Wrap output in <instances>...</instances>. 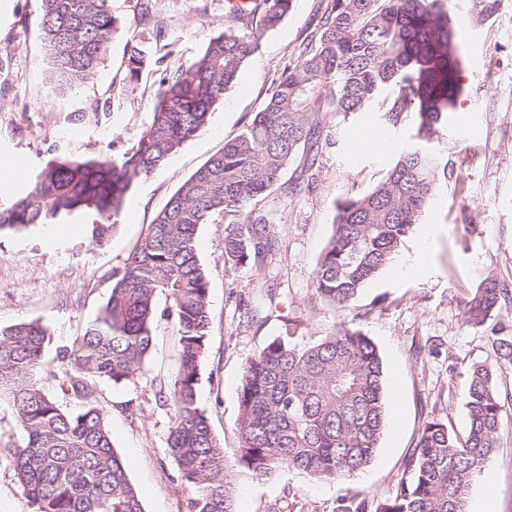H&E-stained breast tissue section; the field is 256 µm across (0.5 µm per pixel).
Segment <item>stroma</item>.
<instances>
[{
  "instance_id": "stroma-1",
  "label": "stroma",
  "mask_w": 512,
  "mask_h": 512,
  "mask_svg": "<svg viewBox=\"0 0 512 512\" xmlns=\"http://www.w3.org/2000/svg\"><path fill=\"white\" fill-rule=\"evenodd\" d=\"M331 0H297L295 10L264 34L237 84L216 105L208 125L150 176L134 181L109 243L92 245L89 219L74 216L55 227L34 225L0 232V327L36 320L47 327L48 357L71 347L107 302L113 272L123 268L148 224L189 176L258 111L275 78L294 65ZM118 18L110 53L97 76L71 90L54 78L40 39V0H0V169L21 161L22 170L0 201L19 194L53 158L107 157L120 161L150 123L162 67L147 65L138 81L126 77L130 37L162 46L181 61L194 59L223 31L231 13L225 0H156L142 21L138 0H112ZM462 93L448 125L430 148L448 164L415 237L400 257L414 254L417 239L434 233L424 274L399 279L382 270L346 311L313 302L312 273L330 238L338 200L370 191L400 151L416 141L411 125H388L382 105L357 117L325 118L328 140L310 191L272 192L264 201L277 219L281 248L264 268L224 265V220L201 225L199 259L209 277L211 328L200 366L197 400L228 451L240 446L239 391L245 362L295 323L311 342L340 320L376 344L384 364L387 420L370 464L347 480L318 479L281 470L263 480H237V512H340L343 499L368 508L392 497L424 422L436 416L456 431L467 426V373L476 364L497 367L506 426L488 470L469 500L490 498L492 512H512V362L492 343L498 318L463 322L464 303L490 274L512 280V0L483 23L458 28ZM378 134L380 150L358 151L357 133ZM165 297L156 300L153 342L135 382L98 381L116 452L140 493L144 512H189L191 493L167 453L169 388L179 336ZM23 433L8 403L0 401V512H32L14 476L8 447Z\"/></svg>"
}]
</instances>
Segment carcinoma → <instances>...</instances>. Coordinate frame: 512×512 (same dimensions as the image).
<instances>
[{
	"label": "carcinoma",
	"instance_id": "cac0c4a2",
	"mask_svg": "<svg viewBox=\"0 0 512 512\" xmlns=\"http://www.w3.org/2000/svg\"><path fill=\"white\" fill-rule=\"evenodd\" d=\"M296 0H255L231 18L189 63L165 68L149 127L121 162L53 159L28 190L0 208V231L93 215L91 242L107 244L134 180L153 173L207 125L214 106L278 28ZM500 0H468L481 23ZM456 15L443 0H333L296 64L273 83L240 133L198 168L156 216L123 270L112 276L101 314L70 349L45 359L48 329L38 321L0 328V400L24 433L10 449L20 489L34 512H143L95 396L94 384L133 382L152 345L155 299L170 302L179 357L170 399L167 450L193 497L191 512H237L234 473L267 478L286 468L340 479L373 459L386 420L382 357L347 321L306 343L291 328L243 367L234 453L212 432L197 404V385L211 328L208 274L196 252L200 225L224 217V264L262 267L278 245L261 202L294 163L292 195L310 189L327 139L324 117L365 112L380 94L386 122L412 124L430 141L448 121L460 93ZM117 18L112 0H41V39L57 81L92 79L110 49ZM149 63L139 39L126 45V70L138 80ZM439 157L424 146L403 151L369 192L344 198L333 233L312 275V299L345 310L413 235L438 188ZM512 314V286L487 276L466 302L464 320L480 326ZM494 331L499 357L512 362V336ZM504 407L496 368L470 369L468 425L460 433L432 417L405 462L395 495L376 512H466L470 485L497 451Z\"/></svg>",
	"mask_w": 512,
	"mask_h": 512
}]
</instances>
